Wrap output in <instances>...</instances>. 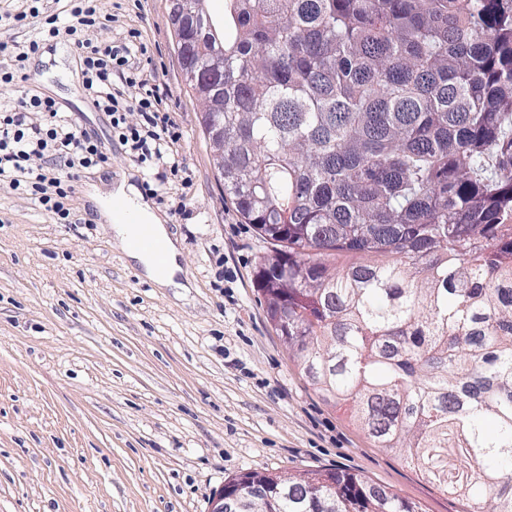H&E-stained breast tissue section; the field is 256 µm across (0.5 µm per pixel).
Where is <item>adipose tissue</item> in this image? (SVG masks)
Listing matches in <instances>:
<instances>
[{
    "label": "adipose tissue",
    "instance_id": "1",
    "mask_svg": "<svg viewBox=\"0 0 512 512\" xmlns=\"http://www.w3.org/2000/svg\"><path fill=\"white\" fill-rule=\"evenodd\" d=\"M112 196L124 206L129 207L139 220L152 224L156 236L163 239L166 245L164 264H157L151 255L135 250L128 251V258L134 260L143 269L146 277L156 285L164 288L176 287V276L180 271L177 261L178 250L174 241L170 240L161 217L154 213L150 206L144 202L137 187L130 183L128 179H121L116 184Z\"/></svg>",
    "mask_w": 512,
    "mask_h": 512
}]
</instances>
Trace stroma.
<instances>
[{
  "instance_id": "stroma-1",
  "label": "stroma",
  "mask_w": 512,
  "mask_h": 512,
  "mask_svg": "<svg viewBox=\"0 0 512 512\" xmlns=\"http://www.w3.org/2000/svg\"><path fill=\"white\" fill-rule=\"evenodd\" d=\"M59 32L26 58V81L0 104L52 98L108 161L73 183L72 221L0 186V512H208L229 479L333 469L420 504L463 512L401 454L375 447L303 378L266 320L256 272L272 247L224 198L183 78L169 0H98L110 26L86 38L117 45L137 32L140 63L183 133L192 186L146 193L165 169L137 163L83 88L84 65L56 0H32ZM129 177L181 251L180 292L131 263L90 199ZM186 216H179L178 207Z\"/></svg>"
}]
</instances>
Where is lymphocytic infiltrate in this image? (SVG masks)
I'll use <instances>...</instances> for the list:
<instances>
[{"label":"lymphocytic infiltrate","mask_w":512,"mask_h":512,"mask_svg":"<svg viewBox=\"0 0 512 512\" xmlns=\"http://www.w3.org/2000/svg\"><path fill=\"white\" fill-rule=\"evenodd\" d=\"M85 66L84 88L111 116L112 129L129 144L137 162L166 167L172 176L183 172L180 152L183 133L163 106V100L149 79L134 77L135 106L141 124L131 126L117 94L112 91L114 71L129 67L133 55H146L145 44L130 47L99 45L90 39L77 40ZM63 160L73 172L106 163L101 141L78 131L75 121L59 112L50 98L20 99L9 110L0 111V185L28 192L45 211L68 223L73 189L61 177L40 166V158Z\"/></svg>","instance_id":"lymphocytic-infiltrate-1"}]
</instances>
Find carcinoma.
Returning a JSON list of instances; mask_svg holds the SVG:
<instances>
[{
    "instance_id": "cac0c4a2",
    "label": "carcinoma",
    "mask_w": 512,
    "mask_h": 512,
    "mask_svg": "<svg viewBox=\"0 0 512 512\" xmlns=\"http://www.w3.org/2000/svg\"><path fill=\"white\" fill-rule=\"evenodd\" d=\"M224 195L302 376L465 512H512V0H224ZM359 256L338 268L336 255ZM288 295V304L280 298ZM264 512H422L315 471Z\"/></svg>"
}]
</instances>
